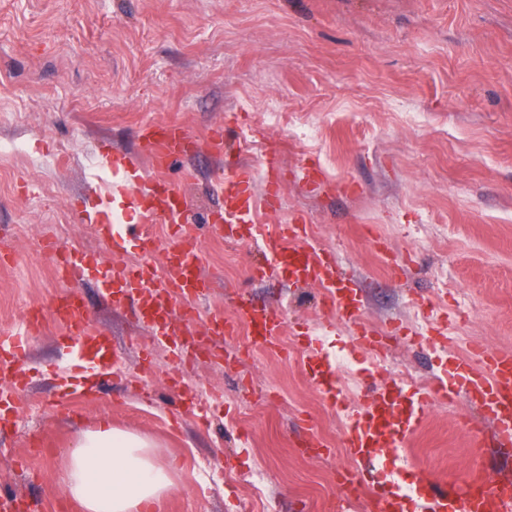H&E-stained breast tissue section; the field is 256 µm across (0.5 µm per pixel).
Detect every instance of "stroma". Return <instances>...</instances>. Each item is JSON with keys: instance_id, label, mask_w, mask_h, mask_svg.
Instances as JSON below:
<instances>
[{"instance_id": "obj_1", "label": "stroma", "mask_w": 512, "mask_h": 512, "mask_svg": "<svg viewBox=\"0 0 512 512\" xmlns=\"http://www.w3.org/2000/svg\"><path fill=\"white\" fill-rule=\"evenodd\" d=\"M273 109L281 128L262 121ZM149 121L180 123L195 142L172 168H154L140 148ZM304 125L313 138L294 137ZM219 127L240 138L236 162L255 173L256 223L271 232L301 214L359 281L364 320L393 334L390 372L359 356L332 404L302 353L283 358L242 332L213 338L225 364L174 369L169 345L88 282L80 293L113 360L94 381L71 379V351L45 317L25 357L23 411L0 431V495L81 512L63 486L68 453L79 430L106 418L154 440L161 461L177 460L162 512H336V474L354 465L340 449L347 402L362 405L393 370L429 383L448 362L413 341L416 325L447 324L461 356L474 343L512 347V0H0V142L28 147L0 157V240L14 256L0 264V327L64 289L45 241L107 264L138 255L130 239L113 252L83 219L102 200L125 211L123 177L101 155L107 143L142 181L185 197L213 284L203 315L233 316L243 293L281 314L286 335L308 328L328 357L351 348L319 288L255 278L261 246L211 231L224 160L205 145ZM269 152L282 173L272 203ZM175 379L206 419L178 409ZM245 404L258 411L241 422L232 409ZM465 421L482 429L481 443ZM313 435L331 454L307 447ZM42 448L52 456L18 469ZM402 455L435 479L512 474L479 409L461 399L425 411Z\"/></svg>"}]
</instances>
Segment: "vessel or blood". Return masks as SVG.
I'll return each mask as SVG.
<instances>
[{
  "label": "vessel or blood",
  "mask_w": 512,
  "mask_h": 512,
  "mask_svg": "<svg viewBox=\"0 0 512 512\" xmlns=\"http://www.w3.org/2000/svg\"><path fill=\"white\" fill-rule=\"evenodd\" d=\"M143 151L157 168H166L176 156L187 151L192 139L177 124H150L140 135ZM251 170L236 167L218 188L224 196V211L217 217L227 227L242 226L246 240H263L266 261L255 268L258 277H285L296 285L321 288L328 310L348 320L353 326L352 341L357 350L373 359H384L388 352L380 331L361 318L363 308L359 284L339 265L334 253L315 244L309 224L297 221L282 225L278 234L261 236L252 224L254 197ZM127 209L137 217L151 216L172 229V241L165 250L162 264H154L155 241L139 239L142 262L131 269L122 264H103L99 255L73 251L61 255L59 270L69 290L56 294L47 308L33 307L24 315L18 328L0 331V402L7 403L14 393L26 386L22 355L32 336L40 331L45 315L61 324L64 339L74 356L84 350L83 338L92 329L85 303L74 294V287L97 280L113 303L136 301L142 307L143 324L154 336L176 333L173 320L190 327L199 318L197 301L212 288L201 270L202 250L197 226L186 211V202L172 185L128 180L123 184ZM237 316L258 336L271 352H279L278 337L282 318L268 306L242 298L237 302ZM298 343L308 350L307 367L310 380L323 399H336L337 378L330 361L312 347L308 332L298 334ZM451 368L437 377L431 388L420 390L395 383L385 390L373 392L364 407L353 414L346 426L344 446L358 469L344 478L345 489L364 486L365 470L373 466L381 449L403 448L414 423L433 404L460 398L477 407L490 424L499 447H512V352L488 347L480 348L478 358L451 356ZM503 479L480 475L464 483H438L422 471L405 469L400 478L388 479L373 501L374 512H403L402 492L412 487L414 512H512V495L503 492Z\"/></svg>",
  "instance_id": "1"
}]
</instances>
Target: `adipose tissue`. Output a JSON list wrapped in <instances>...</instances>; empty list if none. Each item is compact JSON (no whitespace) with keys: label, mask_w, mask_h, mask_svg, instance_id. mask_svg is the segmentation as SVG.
Listing matches in <instances>:
<instances>
[{"label":"adipose tissue","mask_w":512,"mask_h":512,"mask_svg":"<svg viewBox=\"0 0 512 512\" xmlns=\"http://www.w3.org/2000/svg\"><path fill=\"white\" fill-rule=\"evenodd\" d=\"M156 448L151 439L100 419L76 439L65 490L82 512H154L176 488L173 469Z\"/></svg>","instance_id":"1"}]
</instances>
